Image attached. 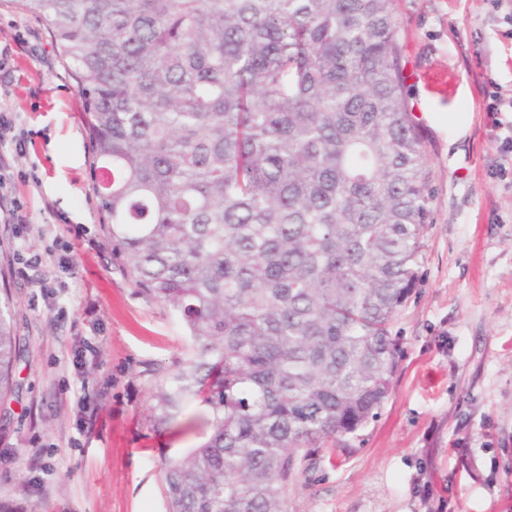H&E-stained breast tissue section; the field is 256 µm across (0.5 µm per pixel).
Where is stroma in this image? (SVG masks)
<instances>
[{"mask_svg":"<svg viewBox=\"0 0 512 512\" xmlns=\"http://www.w3.org/2000/svg\"><path fill=\"white\" fill-rule=\"evenodd\" d=\"M401 66L431 169L418 284L378 417L303 461L288 512H512V25L491 0H394ZM0 113L26 148L0 188V296L19 338L0 397V512H167L164 462L204 441L203 403L158 425L153 393L183 365L178 315L112 258L90 179L85 104L47 24L0 0ZM44 257L13 273L25 248Z\"/></svg>","mask_w":512,"mask_h":512,"instance_id":"stroma-1","label":"stroma"}]
</instances>
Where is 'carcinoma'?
Returning a JSON list of instances; mask_svg holds the SVG:
<instances>
[{
    "instance_id": "cac0c4a2",
    "label": "carcinoma",
    "mask_w": 512,
    "mask_h": 512,
    "mask_svg": "<svg viewBox=\"0 0 512 512\" xmlns=\"http://www.w3.org/2000/svg\"><path fill=\"white\" fill-rule=\"evenodd\" d=\"M73 70L112 256L191 347L153 394L210 435L167 512H288L314 448L375 419L430 178L393 0H17ZM16 334L0 303V396Z\"/></svg>"
}]
</instances>
